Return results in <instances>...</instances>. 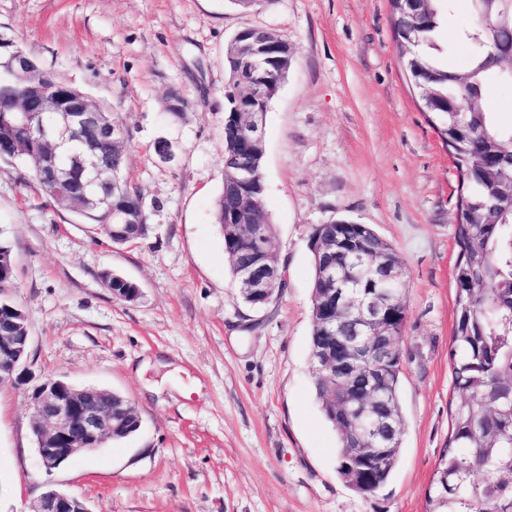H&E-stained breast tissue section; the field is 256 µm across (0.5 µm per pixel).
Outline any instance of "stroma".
<instances>
[{
    "mask_svg": "<svg viewBox=\"0 0 512 512\" xmlns=\"http://www.w3.org/2000/svg\"><path fill=\"white\" fill-rule=\"evenodd\" d=\"M251 26L295 48L264 127L288 288L261 311L241 300L215 220L224 47ZM0 39L120 117L148 225L113 245L25 166L0 161V238L33 377L0 383V512H28L50 488L89 512H425L458 396L448 347L459 180L406 79L389 0H0ZM161 141L170 155L156 154ZM339 220L372 225L406 270L405 430L391 479L368 495L336 471L338 435L309 361L310 239ZM109 272L138 299L115 297ZM48 377L122 394L138 431L45 471L29 396Z\"/></svg>",
    "mask_w": 512,
    "mask_h": 512,
    "instance_id": "stroma-1",
    "label": "stroma"
}]
</instances>
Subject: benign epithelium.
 <instances>
[{
    "label": "benign epithelium",
    "mask_w": 512,
    "mask_h": 512,
    "mask_svg": "<svg viewBox=\"0 0 512 512\" xmlns=\"http://www.w3.org/2000/svg\"><path fill=\"white\" fill-rule=\"evenodd\" d=\"M284 40L274 32L258 27L241 30L227 43L239 65V91L234 93V111L224 121L236 126L240 138L224 150V194L229 204L224 209L226 233L240 240L256 260L265 262L258 270L250 262L236 257L237 288L249 293L256 310L265 309L287 288L286 278L277 272V243L267 233L268 220L258 199L245 190L252 180L247 158L265 153L263 125L275 85L284 73L285 57L279 55ZM0 65L20 77L21 84L13 94V104L4 108L13 112L22 126L36 133L40 146L35 163L41 180L73 183L79 192L69 195L74 206L96 203L112 215L110 233L114 239L128 238L126 225L139 223L142 214L138 199L123 189L124 176L105 162L107 144L99 131L112 127V142L120 141L122 129L109 123L103 112L77 88L60 84L51 69L33 61L23 50L8 52ZM354 256L371 257L370 267L384 282L406 283L403 264L381 253L370 239L354 242L336 237L319 239L315 247L330 256L336 247ZM328 282L318 312L324 331L336 337V349L323 351V366L345 373L356 367L362 337L366 345L380 348L390 336H402L406 319L387 313L376 301L356 300L343 282H336V266L324 267ZM27 324L17 323V331L0 334V381L27 380L25 367L29 346ZM331 400L346 405L345 438L355 458L376 452L375 442L361 438L356 423L366 410L363 400L348 392L345 386L333 393ZM29 406L35 419L33 427L37 453L42 466L51 471L81 454L101 447L116 433L134 432L140 420L128 399L115 404L112 392L76 388L62 380L48 378L30 394ZM32 512H90L80 497L57 489L47 490Z\"/></svg>",
    "instance_id": "7a95c632"
}]
</instances>
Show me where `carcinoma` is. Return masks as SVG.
Here are the masks:
<instances>
[{
	"instance_id": "cac0c4a2",
	"label": "carcinoma",
	"mask_w": 512,
	"mask_h": 512,
	"mask_svg": "<svg viewBox=\"0 0 512 512\" xmlns=\"http://www.w3.org/2000/svg\"><path fill=\"white\" fill-rule=\"evenodd\" d=\"M452 0H425L414 18L404 15L400 0H389L395 36L411 26L417 36L411 51L400 58L416 82L425 83L428 97L425 112L445 143L462 160L463 197L477 206L474 216L456 218L453 238L456 246L458 279L454 284L455 325L448 348L454 388L462 394L448 402L450 426L445 448L435 466L425 503L426 512H512V127L501 126L485 110L483 92L495 84L512 83L506 71V51L512 49V10L503 0H473L475 23L461 39L473 47L470 65L463 73L449 72L435 59L440 46L434 34L445 22ZM466 119L453 115L462 104ZM33 134L24 128L4 130L0 136V160L30 164L33 161ZM494 165L497 177L486 178V163ZM75 220L108 230L112 218L100 209H74ZM338 232L354 238L367 233L376 248L395 253L394 247L366 224H327L314 234ZM324 256L312 255L314 276L312 303L318 302ZM336 276L361 294L371 293L368 265L352 262L344 250L336 251ZM14 282V265L9 244L0 239V331L4 318L12 316L15 304L7 295ZM328 338L312 324L309 340L310 364L315 395L323 415L338 433L336 470L344 481L361 494L369 493L352 482L357 468L368 469L374 490L389 480L397 466L395 445L375 460L356 461L347 448L336 409L329 403L333 384L354 381L331 377L317 357ZM383 379L371 401L378 412L396 426L394 442L404 432L400 401L401 354L387 345L382 359Z\"/></svg>"
}]
</instances>
